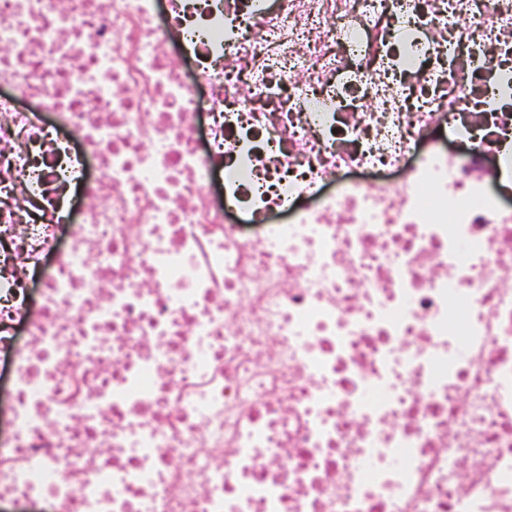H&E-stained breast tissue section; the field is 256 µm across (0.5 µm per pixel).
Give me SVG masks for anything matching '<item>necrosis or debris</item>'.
Segmentation results:
<instances>
[{
  "label": "necrosis or debris",
  "instance_id": "necrosis-or-debris-1",
  "mask_svg": "<svg viewBox=\"0 0 512 512\" xmlns=\"http://www.w3.org/2000/svg\"><path fill=\"white\" fill-rule=\"evenodd\" d=\"M0 512H512V0H0Z\"/></svg>",
  "mask_w": 512,
  "mask_h": 512
}]
</instances>
